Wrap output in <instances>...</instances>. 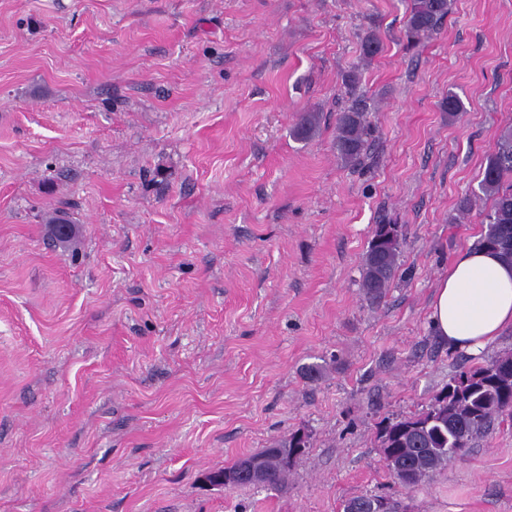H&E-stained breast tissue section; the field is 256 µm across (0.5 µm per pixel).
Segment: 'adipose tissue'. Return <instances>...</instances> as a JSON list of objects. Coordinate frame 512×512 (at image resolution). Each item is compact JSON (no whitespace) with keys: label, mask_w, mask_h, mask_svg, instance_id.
Segmentation results:
<instances>
[{"label":"adipose tissue","mask_w":512,"mask_h":512,"mask_svg":"<svg viewBox=\"0 0 512 512\" xmlns=\"http://www.w3.org/2000/svg\"><path fill=\"white\" fill-rule=\"evenodd\" d=\"M430 320L449 348L481 355L512 328V263L485 250L461 252L438 284Z\"/></svg>","instance_id":"1"}]
</instances>
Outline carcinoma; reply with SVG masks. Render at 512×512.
Returning a JSON list of instances; mask_svg holds the SVG:
<instances>
[{"instance_id":"1","label":"carcinoma","mask_w":512,"mask_h":512,"mask_svg":"<svg viewBox=\"0 0 512 512\" xmlns=\"http://www.w3.org/2000/svg\"><path fill=\"white\" fill-rule=\"evenodd\" d=\"M449 0H410L405 28L409 46L440 33L448 17ZM348 105L336 117V153L347 165H356L367 155L371 126L369 113L375 105L357 93L358 77L351 72L343 80ZM441 108L453 120L463 111L454 91H448ZM317 117L301 115L298 135L314 134ZM480 191L491 201L484 211V231L475 246L497 251L512 263V126L501 131L494 143L480 182ZM51 235L60 243L71 240L73 224L56 213L45 218ZM405 238L398 224H377L361 265V288L365 300L381 302L395 278ZM512 419V352L505 351L464 367L448 378L428 407L419 413L398 415L383 420L377 441L389 477L406 490H414L463 456L477 439L486 435L500 419ZM310 447V434L294 430L276 439L263 451L241 458L224 468L233 487L255 484L245 463L261 462L262 484L268 489L282 488L294 459ZM343 512H388L380 497L361 496L345 502Z\"/></svg>"}]
</instances>
